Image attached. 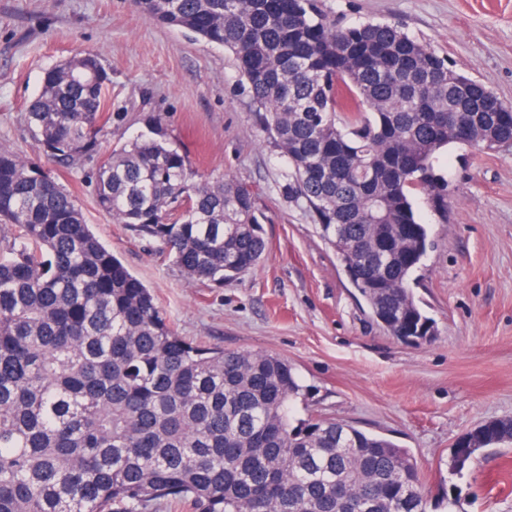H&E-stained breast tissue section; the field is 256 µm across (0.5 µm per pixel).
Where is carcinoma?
<instances>
[{
    "label": "carcinoma",
    "instance_id": "obj_1",
    "mask_svg": "<svg viewBox=\"0 0 512 512\" xmlns=\"http://www.w3.org/2000/svg\"><path fill=\"white\" fill-rule=\"evenodd\" d=\"M233 52L341 269L392 336H433L409 282L430 246L415 208L448 210L450 143L512 140V105L392 23L340 25L317 0H136ZM110 78L85 53L48 69L30 104L38 152L95 164L98 207L163 244L190 282L262 261L252 191L194 182L158 123L99 159ZM287 361L178 336L150 290L85 224L38 159L0 150V512H426L417 462L333 419L293 421ZM512 445V418L465 433Z\"/></svg>",
    "mask_w": 512,
    "mask_h": 512
}]
</instances>
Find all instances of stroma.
Here are the masks:
<instances>
[{"label":"stroma","instance_id":"stroma-1","mask_svg":"<svg viewBox=\"0 0 512 512\" xmlns=\"http://www.w3.org/2000/svg\"><path fill=\"white\" fill-rule=\"evenodd\" d=\"M338 23H399L410 36L512 103V0H321ZM97 54L111 79L113 119L103 151L146 131L150 117L188 151L199 175L249 186L267 250L222 285L188 283L159 241L97 206L88 168L42 164L77 199L86 224L154 294L175 332L227 350L288 361L307 393L298 418H330L409 449L428 512L450 496L460 512H512V446L486 449L449 479L457 439L512 418V145L452 144L448 221L425 205L431 245L414 275L435 325L430 341L391 336L371 317L288 190L286 167L264 130L232 53L146 18L133 0H0V149L36 155L27 108L45 70Z\"/></svg>","mask_w":512,"mask_h":512}]
</instances>
